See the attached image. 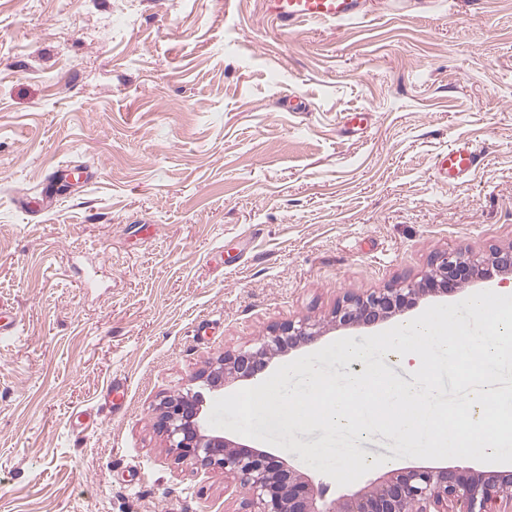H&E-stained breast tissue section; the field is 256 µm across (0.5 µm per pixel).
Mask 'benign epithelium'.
I'll use <instances>...</instances> for the list:
<instances>
[{
  "instance_id": "benign-epithelium-1",
  "label": "benign epithelium",
  "mask_w": 512,
  "mask_h": 512,
  "mask_svg": "<svg viewBox=\"0 0 512 512\" xmlns=\"http://www.w3.org/2000/svg\"><path fill=\"white\" fill-rule=\"evenodd\" d=\"M512 272V246L484 260L466 251L439 255L433 270L416 284L380 288L365 297L348 296L337 305L338 326H373L412 308L426 296H453L490 270ZM315 324L288 322L248 349L224 355L199 375L210 391L230 379H256L278 355L320 335ZM204 396L187 391L166 397L156 407V424L167 448L178 460L218 466L248 488L253 512H512V470L431 464L392 469L385 478L327 500L307 475L276 455L209 433L203 415Z\"/></svg>"
}]
</instances>
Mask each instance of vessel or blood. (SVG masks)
<instances>
[{
    "label": "vessel or blood",
    "instance_id": "b4317fda",
    "mask_svg": "<svg viewBox=\"0 0 512 512\" xmlns=\"http://www.w3.org/2000/svg\"><path fill=\"white\" fill-rule=\"evenodd\" d=\"M266 14L281 31L296 32L300 23H342L367 16V0H264ZM484 150L474 141L461 138L440 155L434 171L444 182L467 179L484 159Z\"/></svg>",
    "mask_w": 512,
    "mask_h": 512
}]
</instances>
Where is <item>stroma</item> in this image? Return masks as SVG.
Wrapping results in <instances>:
<instances>
[{"label":"stroma","instance_id":"1","mask_svg":"<svg viewBox=\"0 0 512 512\" xmlns=\"http://www.w3.org/2000/svg\"><path fill=\"white\" fill-rule=\"evenodd\" d=\"M415 2L289 35L263 0H0V512H248L160 401L289 321L322 334L272 367L364 344L433 301L343 328L344 296L512 245V0ZM460 138L486 160L450 186ZM396 444L368 435L360 485ZM484 150L469 138H461L435 163L437 177L448 184L464 181L485 158Z\"/></svg>","mask_w":512,"mask_h":512}]
</instances>
